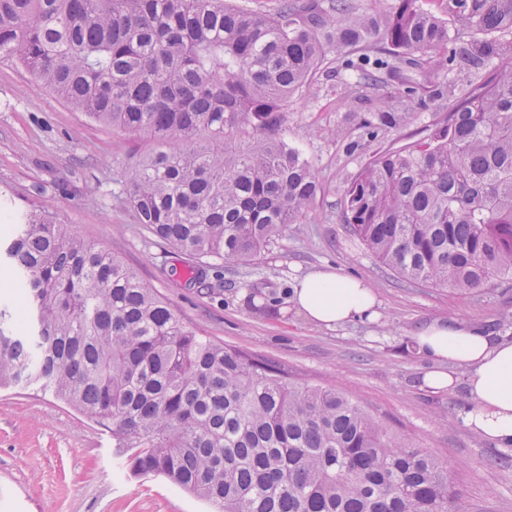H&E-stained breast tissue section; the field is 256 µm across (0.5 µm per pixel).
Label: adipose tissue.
Here are the masks:
<instances>
[{
  "label": "adipose tissue",
  "mask_w": 512,
  "mask_h": 512,
  "mask_svg": "<svg viewBox=\"0 0 512 512\" xmlns=\"http://www.w3.org/2000/svg\"><path fill=\"white\" fill-rule=\"evenodd\" d=\"M295 312L306 322L333 328L373 320L377 298L363 279L326 268L297 277L291 292ZM428 363L423 381L434 391L456 383L454 367L466 370L468 405L463 425L497 447H512V340L497 339L455 319L436 318L412 338Z\"/></svg>",
  "instance_id": "adipose-tissue-1"
}]
</instances>
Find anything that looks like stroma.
<instances>
[{
  "label": "stroma",
  "mask_w": 512,
  "mask_h": 512,
  "mask_svg": "<svg viewBox=\"0 0 512 512\" xmlns=\"http://www.w3.org/2000/svg\"><path fill=\"white\" fill-rule=\"evenodd\" d=\"M488 69L453 70L442 93L425 88L412 117L378 138L360 137V115L400 109L398 85L355 98L354 71L325 60L307 90L288 100L282 137L312 162L321 192L306 223L289 225L248 267L225 262L223 279L191 284L181 254L156 244L123 192L152 142L72 111L15 61L0 60V189L14 210L37 209L115 252L202 335L266 359L298 384L333 387L369 411L400 441L443 461L470 512H512V463L463 426V386L435 394L412 338L433 318H454L512 337V279L467 294L402 280L352 236L344 193L377 152L427 136ZM362 277L380 317L336 328L288 313L296 275L323 266ZM112 435L38 386L0 389V512H211L168 480L135 475Z\"/></svg>",
  "instance_id": "stroma-1"
}]
</instances>
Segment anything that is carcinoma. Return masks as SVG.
I'll list each match as a JSON object with an SVG mask.
<instances>
[{
  "instance_id": "carcinoma-1",
  "label": "carcinoma",
  "mask_w": 512,
  "mask_h": 512,
  "mask_svg": "<svg viewBox=\"0 0 512 512\" xmlns=\"http://www.w3.org/2000/svg\"><path fill=\"white\" fill-rule=\"evenodd\" d=\"M460 46L419 0L366 14L358 0H0V59L75 112L147 136L126 185L138 223L208 287L251 266L321 192L280 137L288 98L328 56L405 98L456 62L501 55L512 0H452ZM409 112H370L373 140ZM259 134L236 146L246 128ZM343 221L401 278L468 293L512 279V64L427 139L374 155ZM4 255L24 301L0 307V385H39L112 433L136 474L162 475L213 512H467L447 467L393 438L348 395L185 325L123 259L67 224L15 216Z\"/></svg>"
}]
</instances>
